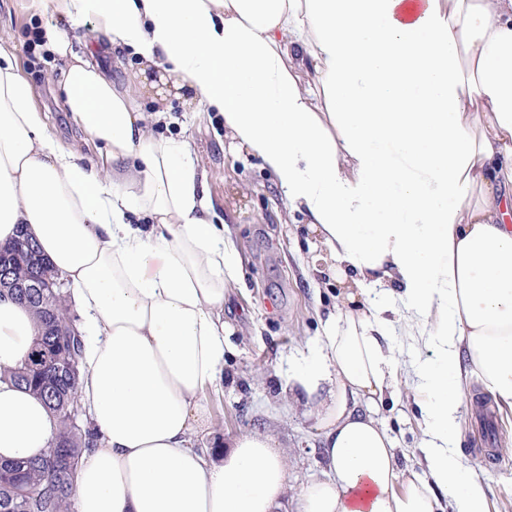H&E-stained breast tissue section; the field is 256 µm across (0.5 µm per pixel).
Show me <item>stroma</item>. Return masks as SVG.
Returning <instances> with one entry per match:
<instances>
[{
    "mask_svg": "<svg viewBox=\"0 0 512 512\" xmlns=\"http://www.w3.org/2000/svg\"><path fill=\"white\" fill-rule=\"evenodd\" d=\"M38 27L63 31L72 51L88 57L121 91L137 84V59L113 53L110 43L97 35L94 18L67 16L57 0H0V50L14 58L19 74L32 86V104L45 132L84 164L100 165L106 146L80 129L63 106L61 62L51 55L36 62L29 58V38ZM155 133L185 141L206 174L210 220L230 226L243 259L242 278L225 302L230 341L237 351L224 364L223 387L205 396L211 425L194 431L193 443L207 448L218 436L271 428L285 451L290 490L299 492L323 468L318 432L305 408L283 411L274 386L300 353L315 345L328 312L347 303L328 270L309 269L305 218L289 213L283 192L260 160L225 150L219 113L175 99ZM402 360L400 401L395 409H380L377 418L394 437L402 464L414 465L422 439L419 422L407 409L414 357L406 353ZM462 419L461 465L486 475L490 512H512V415L494 414L490 433L475 405L464 406Z\"/></svg>",
    "mask_w": 512,
    "mask_h": 512,
    "instance_id": "1",
    "label": "stroma"
}]
</instances>
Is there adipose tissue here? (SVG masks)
Returning <instances> with one entry per match:
<instances>
[{"instance_id":"ef3b65f1","label":"adipose tissue","mask_w":512,"mask_h":512,"mask_svg":"<svg viewBox=\"0 0 512 512\" xmlns=\"http://www.w3.org/2000/svg\"><path fill=\"white\" fill-rule=\"evenodd\" d=\"M59 2L143 63L120 91L64 34L41 37L63 60L67 110L108 148L98 171L44 132L32 87L0 63V245L27 234L80 314L78 397L97 440L77 512H281L288 499L295 512H489L457 445L471 380L512 413V0ZM144 89L220 113L230 149L261 160L311 252L349 280L347 308L280 388L313 404L326 463L296 496L270 432L192 444L232 353L240 258L186 143L154 134L163 111L139 110ZM36 331L0 299L5 460L46 455L59 430L5 377ZM399 335L419 355L415 469L373 415L398 392Z\"/></svg>"}]
</instances>
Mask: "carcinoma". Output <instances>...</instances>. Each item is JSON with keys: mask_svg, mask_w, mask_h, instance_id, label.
Segmentation results:
<instances>
[{"mask_svg": "<svg viewBox=\"0 0 512 512\" xmlns=\"http://www.w3.org/2000/svg\"><path fill=\"white\" fill-rule=\"evenodd\" d=\"M1 267L9 270L10 283L0 288V297L9 295L28 307L38 323L31 355L14 372V380L46 403L61 428L46 456L0 464V512H74L78 461L94 443L91 429L70 418L78 402L83 338L63 289L28 287L36 270L55 280L31 240L20 236L0 247Z\"/></svg>", "mask_w": 512, "mask_h": 512, "instance_id": "obj_1", "label": "carcinoma"}]
</instances>
